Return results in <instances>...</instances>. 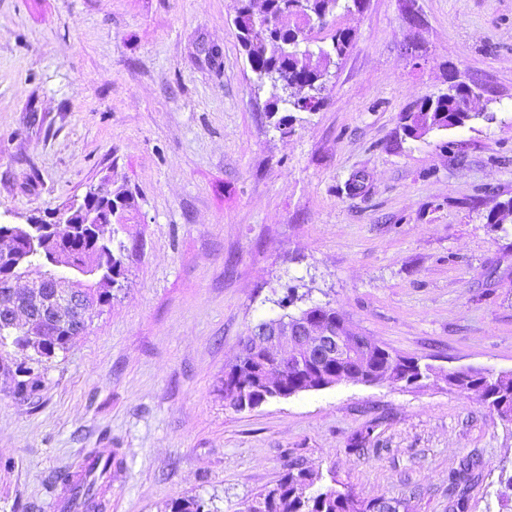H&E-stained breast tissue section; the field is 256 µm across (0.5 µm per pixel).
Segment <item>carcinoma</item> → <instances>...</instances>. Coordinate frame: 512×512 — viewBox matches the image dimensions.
I'll use <instances>...</instances> for the list:
<instances>
[{
  "label": "carcinoma",
  "instance_id": "cac0c4a2",
  "mask_svg": "<svg viewBox=\"0 0 512 512\" xmlns=\"http://www.w3.org/2000/svg\"><path fill=\"white\" fill-rule=\"evenodd\" d=\"M360 0H264L266 23L256 24L246 10L252 8V0H241L245 12L235 19L238 38L244 47L248 64L259 81L271 82L281 90V96L269 103L268 112L274 117L280 112L279 105L290 112L307 111V99L318 94L324 86L323 77L330 74V66L338 64L349 51L353 36L350 31L335 26L338 8L349 12L360 8ZM294 19V25L284 26L282 19ZM467 94L458 88L435 98H424L407 110L402 117L403 130L412 137L421 129L429 131L462 127L477 117L466 106ZM130 200L112 210V217H102L100 236L87 232L80 224H66L59 230L61 245L69 251L70 272L78 279L93 271L112 283L124 274L125 244L118 239V225L125 223ZM52 236L47 225L28 226L15 236L11 254L0 253V271L16 278L29 273L37 265L46 268V274L54 276L58 269L48 259L50 248L45 243ZM53 289L44 288L36 298L32 289L15 290L14 296L0 292V308L22 303V309L34 314L41 313L50 303ZM81 322L72 316L66 320L56 317V325L43 336L31 337L20 327L0 325V368L10 369L9 360L20 355L27 362L42 368L60 352L67 351L80 337ZM391 351L383 349L373 359L374 377L382 382L419 385L430 379L434 367L422 365L411 357L396 355L389 360ZM264 364L251 352L240 355L231 365L229 379L222 383L223 392L233 388H249L255 385L263 372ZM344 363L326 364L317 380L339 384L343 382ZM34 369L21 367L18 373L23 379L15 382L14 391L21 396L33 394L39 380L33 377ZM449 387L461 393L475 392L481 401L501 417L512 421V373H490L485 370L464 369L441 375ZM91 464L81 463L79 470H64L55 477L61 489L81 500L86 509L101 506L107 489L112 483V455L91 452L86 456ZM477 463L465 459L459 470L450 476L451 494L457 496L456 507L464 508L465 485L474 479ZM280 493L272 506V512H364L363 501L344 496L340 489L323 476L305 468H290L277 481ZM171 512H210L205 502L196 496L182 497L172 502Z\"/></svg>",
  "mask_w": 512,
  "mask_h": 512
}]
</instances>
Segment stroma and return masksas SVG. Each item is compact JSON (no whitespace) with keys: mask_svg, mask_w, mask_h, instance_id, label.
I'll list each match as a JSON object with an SVG mask.
<instances>
[{"mask_svg":"<svg viewBox=\"0 0 512 512\" xmlns=\"http://www.w3.org/2000/svg\"><path fill=\"white\" fill-rule=\"evenodd\" d=\"M236 8L0 0V224L48 218L105 177L132 196L111 304L33 395L0 370V512H55V475L94 450L112 454L102 512L191 495L242 512L292 464L451 512L467 456L480 478L465 512H502L512 422L442 380L347 381L246 411L221 387L250 327L314 304L420 363L512 372V217L488 221L512 200V0L338 12L353 46L288 133ZM461 82L477 119L404 134V110Z\"/></svg>","mask_w":512,"mask_h":512,"instance_id":"1","label":"stroma"}]
</instances>
